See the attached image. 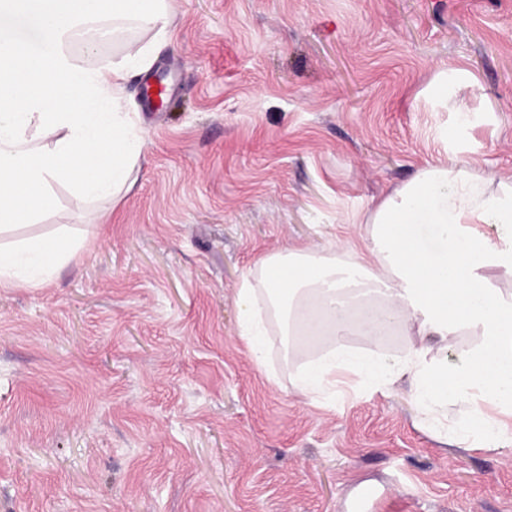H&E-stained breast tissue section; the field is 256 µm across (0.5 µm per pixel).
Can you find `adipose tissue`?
<instances>
[{
    "label": "adipose tissue",
    "instance_id": "obj_1",
    "mask_svg": "<svg viewBox=\"0 0 512 512\" xmlns=\"http://www.w3.org/2000/svg\"><path fill=\"white\" fill-rule=\"evenodd\" d=\"M175 0H0V17L34 20L42 49L0 46V234L53 210V184L79 198L118 197L133 184L144 136L123 112L132 71L152 62L153 41L166 38ZM126 53L101 62L104 37ZM83 53L73 58L74 40ZM51 134L41 143L35 130ZM363 250L330 245L291 248L263 258L258 276L236 296L239 335L256 366L266 364L267 319L284 344L312 336L339 344L351 335L373 340L397 327L420 338L390 361L365 353L320 357L296 377L306 395L335 391L341 376L384 390L400 376L417 382L423 412L468 406L472 429L499 421L472 408L481 396L512 413V242L480 234L481 224H512V184L492 183L458 163L428 165L368 213ZM438 241L426 249L419 225ZM85 245L67 229L0 242V287L45 284ZM499 274L493 285L486 270ZM476 339L458 363L435 364L432 344L450 349L459 334Z\"/></svg>",
    "mask_w": 512,
    "mask_h": 512
}]
</instances>
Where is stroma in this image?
I'll return each instance as SVG.
<instances>
[{"instance_id": "1", "label": "stroma", "mask_w": 512, "mask_h": 512, "mask_svg": "<svg viewBox=\"0 0 512 512\" xmlns=\"http://www.w3.org/2000/svg\"><path fill=\"white\" fill-rule=\"evenodd\" d=\"M153 50L134 186H55L7 235L89 244L0 288V512H351L364 485L365 512H512V426L460 440L464 408L427 417L406 377L302 396L329 339L270 335L258 370L236 306L261 258L357 241L427 165L512 180V0H177Z\"/></svg>"}]
</instances>
